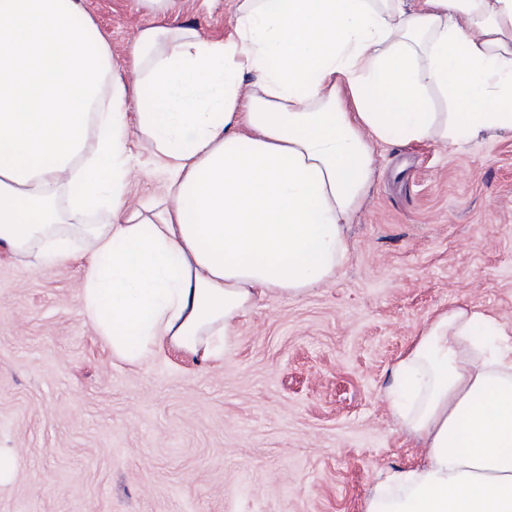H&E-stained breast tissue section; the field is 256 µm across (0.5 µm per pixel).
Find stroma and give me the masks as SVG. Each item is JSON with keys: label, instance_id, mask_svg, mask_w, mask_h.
Returning <instances> with one entry per match:
<instances>
[{"label": "stroma", "instance_id": "stroma-1", "mask_svg": "<svg viewBox=\"0 0 512 512\" xmlns=\"http://www.w3.org/2000/svg\"><path fill=\"white\" fill-rule=\"evenodd\" d=\"M85 7L119 57L147 22L133 0ZM178 22L223 38L229 0H185ZM128 148V206L161 205L148 144ZM374 151L344 267L258 302L217 363L113 358L82 314L83 241L49 269L0 247V512H365L419 463L390 372L444 309L512 323V136Z\"/></svg>", "mask_w": 512, "mask_h": 512}]
</instances>
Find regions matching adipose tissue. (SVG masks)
I'll return each mask as SVG.
<instances>
[{"instance_id": "1", "label": "adipose tissue", "mask_w": 512, "mask_h": 512, "mask_svg": "<svg viewBox=\"0 0 512 512\" xmlns=\"http://www.w3.org/2000/svg\"><path fill=\"white\" fill-rule=\"evenodd\" d=\"M180 3L135 0L130 85L83 0H0V241L49 268L85 237L82 312L132 364L220 359L264 295L333 278L374 143L512 133V0H234L212 41L169 24ZM133 128L156 212L125 206ZM391 375L427 454L366 512H512V324L449 308Z\"/></svg>"}]
</instances>
